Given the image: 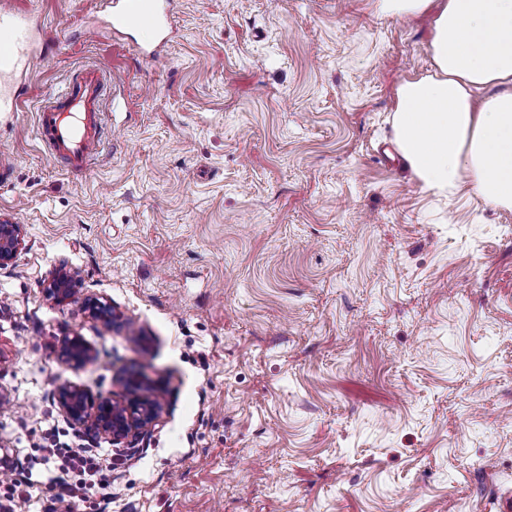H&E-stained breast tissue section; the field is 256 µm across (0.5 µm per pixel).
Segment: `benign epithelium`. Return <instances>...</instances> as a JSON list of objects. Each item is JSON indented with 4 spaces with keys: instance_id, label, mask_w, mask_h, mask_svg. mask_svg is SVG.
<instances>
[{
    "instance_id": "1",
    "label": "benign epithelium",
    "mask_w": 512,
    "mask_h": 512,
    "mask_svg": "<svg viewBox=\"0 0 512 512\" xmlns=\"http://www.w3.org/2000/svg\"><path fill=\"white\" fill-rule=\"evenodd\" d=\"M24 238L19 224L0 219V269L15 264L23 249ZM83 288L77 272L61 263L55 269L47 295L56 303L78 294ZM84 308L93 319L109 322L116 316L112 304L88 295ZM68 365L77 369L91 358V349L79 336L65 338ZM125 394L120 399L94 395L87 390L64 383L57 388V398L68 419L87 426L118 444L130 437L154 429L160 422L162 405L157 387L131 376L121 379Z\"/></svg>"
}]
</instances>
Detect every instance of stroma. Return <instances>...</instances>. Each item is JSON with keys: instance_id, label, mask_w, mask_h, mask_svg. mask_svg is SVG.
Segmentation results:
<instances>
[{"instance_id": "obj_1", "label": "stroma", "mask_w": 512, "mask_h": 512, "mask_svg": "<svg viewBox=\"0 0 512 512\" xmlns=\"http://www.w3.org/2000/svg\"><path fill=\"white\" fill-rule=\"evenodd\" d=\"M57 36L0 116V512H47L50 435L99 449L106 512H498L512 498V209L426 190L391 155L396 89L430 18L370 0H173V32H113L106 0H15ZM113 77L117 131L83 173L42 152L70 72ZM67 263L83 293L49 299ZM111 302L112 323L83 298ZM93 355L66 365L64 337ZM161 387L115 444L69 382ZM23 243L21 225L0 219V269L15 264Z\"/></svg>"}]
</instances>
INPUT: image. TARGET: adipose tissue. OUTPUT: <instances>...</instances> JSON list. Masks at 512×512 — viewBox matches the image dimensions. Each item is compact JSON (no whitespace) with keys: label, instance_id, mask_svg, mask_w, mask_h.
<instances>
[{"label":"adipose tissue","instance_id":"1","mask_svg":"<svg viewBox=\"0 0 512 512\" xmlns=\"http://www.w3.org/2000/svg\"><path fill=\"white\" fill-rule=\"evenodd\" d=\"M382 17H432L431 72L403 80L392 114L399 155L429 189L469 182L512 209V0H372Z\"/></svg>","mask_w":512,"mask_h":512}]
</instances>
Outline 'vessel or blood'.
Wrapping results in <instances>:
<instances>
[{"instance_id": "vessel-or-blood-1", "label": "vessel or blood", "mask_w": 512, "mask_h": 512, "mask_svg": "<svg viewBox=\"0 0 512 512\" xmlns=\"http://www.w3.org/2000/svg\"><path fill=\"white\" fill-rule=\"evenodd\" d=\"M165 0H116L110 25L115 30L149 28L166 32ZM29 17L0 9V112L20 111L22 83L37 51H51L50 38H37ZM104 75L84 66L70 75L65 89L47 99L38 112L39 139L50 156L70 171L85 172L103 141Z\"/></svg>"}]
</instances>
